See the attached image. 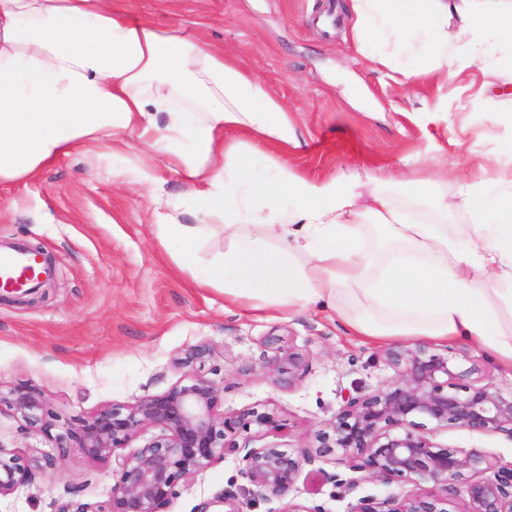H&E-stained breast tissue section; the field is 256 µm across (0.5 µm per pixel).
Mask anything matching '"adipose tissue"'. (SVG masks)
I'll use <instances>...</instances> for the list:
<instances>
[{
	"instance_id": "1",
	"label": "adipose tissue",
	"mask_w": 512,
	"mask_h": 512,
	"mask_svg": "<svg viewBox=\"0 0 512 512\" xmlns=\"http://www.w3.org/2000/svg\"><path fill=\"white\" fill-rule=\"evenodd\" d=\"M357 50L414 87L474 69L481 98L512 106V0H349ZM236 128L243 138L228 141ZM184 179L173 197L140 165L120 181L152 185L164 246L199 286L242 310L321 307L376 343L463 342L512 375V170L430 164L314 184L257 144L297 145L290 113L241 60L176 27L132 19L110 0H0V185L37 176L73 150L129 142ZM409 182L416 196L395 195ZM436 194H429V187ZM199 221L182 223L188 209ZM470 215L466 244L448 223ZM224 227V254L197 246Z\"/></svg>"
}]
</instances>
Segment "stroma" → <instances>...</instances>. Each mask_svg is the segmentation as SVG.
I'll list each match as a JSON object with an SVG mask.
<instances>
[{"label": "stroma", "mask_w": 512, "mask_h": 512, "mask_svg": "<svg viewBox=\"0 0 512 512\" xmlns=\"http://www.w3.org/2000/svg\"><path fill=\"white\" fill-rule=\"evenodd\" d=\"M114 8L164 26H180L238 53L247 68L284 102L298 146L263 145L273 160L315 184L356 169L370 177L387 167L406 170L416 159L441 165L512 160V110L490 114L475 101L481 73L466 70L444 87L410 88L370 68L357 52L351 24L336 15V33L313 21L318 0H112ZM113 160L74 151L36 178L0 186V245L21 242L42 251L53 268L37 293L0 299V393L37 389L49 413L71 422L104 406L123 407L200 373L224 389L225 415L273 411L290 434L256 437L240 431L222 461L180 481L167 512H284L288 502L347 512L363 496L407 491L400 482L362 481L351 490L330 476L345 473L329 454L305 467L284 497H255L242 473L245 447L276 445L298 453L317 447L316 434L346 393H370L394 371L383 346L350 336L311 308L268 317L225 308L224 292L198 287L161 244L149 209V186L112 177ZM279 337L301 356L264 366ZM210 350L184 367L195 346ZM442 445L480 448L512 461V440L451 427ZM0 445L32 455L53 444L0 409ZM112 462L68 449L54 470L0 499V512H52L64 486L106 502Z\"/></svg>", "instance_id": "stroma-1"}]
</instances>
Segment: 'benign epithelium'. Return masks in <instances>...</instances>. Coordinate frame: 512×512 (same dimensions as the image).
<instances>
[{"label": "benign epithelium", "instance_id": "benign-epithelium-1", "mask_svg": "<svg viewBox=\"0 0 512 512\" xmlns=\"http://www.w3.org/2000/svg\"><path fill=\"white\" fill-rule=\"evenodd\" d=\"M394 377L374 392L343 396L336 417L317 432L318 451L336 453L363 480L413 486L402 495L361 498L348 512H512V462L477 448L443 446L435 432L448 426L512 439V391L482 378V367L456 346L435 353L425 346L395 345L384 351ZM12 415L39 429L60 453L76 440L91 458L112 459V491L106 506L66 487L54 512H164L176 485L224 459L241 429L281 430L267 409L228 417L221 411L223 388L204 375L179 380L166 391L123 407H103L80 421L60 425L45 419L39 393L10 392ZM61 432L52 434V427ZM149 427L150 440L128 455L116 453ZM315 461L279 447H253L242 457L244 475L263 496H283L302 469ZM56 464L48 454L24 458L0 446V498L31 484ZM431 483L434 488L427 489Z\"/></svg>", "mask_w": 512, "mask_h": 512}]
</instances>
